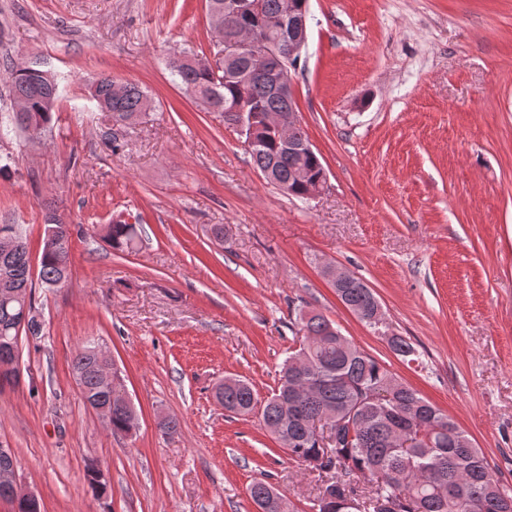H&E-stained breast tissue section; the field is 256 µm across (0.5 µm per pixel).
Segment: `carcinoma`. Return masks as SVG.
I'll use <instances>...</instances> for the list:
<instances>
[{"label":"carcinoma","instance_id":"cac0c4a2","mask_svg":"<svg viewBox=\"0 0 512 512\" xmlns=\"http://www.w3.org/2000/svg\"><path fill=\"white\" fill-rule=\"evenodd\" d=\"M280 0H262L258 14L224 15L221 38L232 41L251 29L256 37H276L270 19L278 12ZM229 68L240 79L224 77V61L200 59L195 67L175 68L173 72L185 89L210 91L209 109L224 114L237 123L232 109L247 112L253 118L257 145L248 151L250 160L267 183L290 196L304 199L324 169L318 155L285 150L265 123L268 113L297 109L295 99L276 94L271 80L262 75H248L247 59H235ZM9 82L13 99L24 111L13 113V122L23 127L34 120L32 133L39 134L52 120L57 100L55 76L39 67L11 70ZM114 79L101 75L94 82L98 106H107L112 119L131 124L150 101L136 82L128 81L119 91H111ZM44 237L33 275L26 237L15 224H0V231L10 229L16 243L10 257L0 266V289L13 288L18 296L0 295V353L19 349L20 335L37 336L41 323L17 329L19 296H32L33 279L40 286L57 288L71 275V225L54 212L45 215ZM104 239L112 250L133 252L140 242L135 224L108 225ZM338 299L361 321L376 328L371 318L379 306L374 292L355 276L335 286ZM300 344L288 355L280 371L279 385L270 397L259 400L252 386L237 378H226L214 387V398L224 411L236 415L259 414L263 427L279 441H288V457L329 479L309 505L310 512H378L386 500L397 503L395 512H512V495L500 485L495 469L483 452L474 447L468 435L439 408L416 390L400 382L385 365L364 352L324 314L310 310L296 314ZM391 349L407 362H417L413 343L396 334L388 338ZM105 350L92 342L82 347L71 361L74 377L81 380L90 397L103 394L98 376ZM326 413L345 421L338 440L324 442L309 430V423ZM414 428L411 444L401 447L394 433L401 424ZM137 427L134 410L115 407L111 432L131 435ZM99 467L86 464L85 479L98 495L112 490L111 484L99 483ZM252 500L267 512H294V505L272 486L257 481L250 486Z\"/></svg>","mask_w":512,"mask_h":512}]
</instances>
